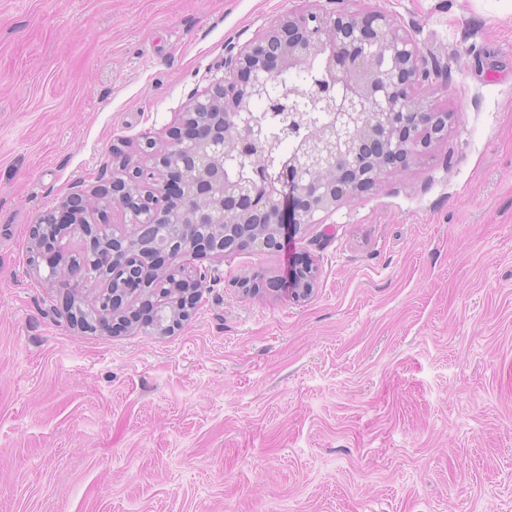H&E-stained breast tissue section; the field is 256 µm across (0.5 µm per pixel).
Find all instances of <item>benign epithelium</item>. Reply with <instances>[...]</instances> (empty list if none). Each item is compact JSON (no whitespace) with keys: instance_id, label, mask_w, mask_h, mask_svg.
Segmentation results:
<instances>
[{"instance_id":"obj_1","label":"benign epithelium","mask_w":512,"mask_h":512,"mask_svg":"<svg viewBox=\"0 0 512 512\" xmlns=\"http://www.w3.org/2000/svg\"><path fill=\"white\" fill-rule=\"evenodd\" d=\"M316 60L334 81L315 83L302 96L311 102L339 99L332 139L311 123L309 151L271 170L252 150L255 109L298 112L296 100L284 105L275 96L276 77L305 71ZM224 69V77L169 127L166 148L156 150L154 138L143 135L151 165H135L112 149L120 163L111 182L70 196L32 225L33 264L38 268L46 259L47 280L67 290L72 325L91 327L76 302L83 273L59 239L44 237L38 225L81 233L85 251L100 256L112 273L114 285L95 295L96 320L126 321L125 302L138 294L162 314L156 327L165 333L196 308L206 274L185 265L169 268L163 258L222 257L254 246L278 250L302 226L323 223L343 198L370 191L388 166L407 169L448 133L447 113L423 96L438 70L428 68L409 30L379 10H292L248 45L228 50ZM113 209L125 224H180L182 231L156 253L114 225ZM317 280L312 259L288 267V295L310 298Z\"/></svg>"}]
</instances>
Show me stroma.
Returning <instances> with one entry per match:
<instances>
[{"instance_id":"35a3bbf8","label":"stroma","mask_w":512,"mask_h":512,"mask_svg":"<svg viewBox=\"0 0 512 512\" xmlns=\"http://www.w3.org/2000/svg\"><path fill=\"white\" fill-rule=\"evenodd\" d=\"M302 0H0V512H512V0H350L441 71L432 154L170 333L81 331L37 218ZM312 256L314 294L267 289Z\"/></svg>"}]
</instances>
